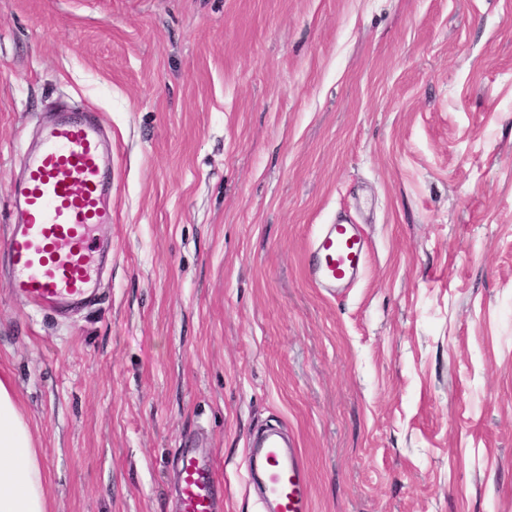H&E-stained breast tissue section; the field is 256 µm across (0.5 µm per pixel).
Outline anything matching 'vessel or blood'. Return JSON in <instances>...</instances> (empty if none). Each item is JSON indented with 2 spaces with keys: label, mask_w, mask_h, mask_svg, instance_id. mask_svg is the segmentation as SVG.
Segmentation results:
<instances>
[{
  "label": "vessel or blood",
  "mask_w": 512,
  "mask_h": 512,
  "mask_svg": "<svg viewBox=\"0 0 512 512\" xmlns=\"http://www.w3.org/2000/svg\"><path fill=\"white\" fill-rule=\"evenodd\" d=\"M111 188L103 139L95 120L71 112L41 132L27 156L25 176L13 197L5 247L13 292L32 306L53 309L94 297L97 248L93 227L112 221L104 204ZM369 245L356 224L321 225L308 245L307 279L319 288H344L364 265ZM180 512H216L215 471L195 449L179 456ZM250 470L264 488L262 512H308L310 481L298 450L280 435L255 441Z\"/></svg>",
  "instance_id": "1"
}]
</instances>
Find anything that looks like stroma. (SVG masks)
I'll return each instance as SVG.
<instances>
[{"mask_svg": "<svg viewBox=\"0 0 512 512\" xmlns=\"http://www.w3.org/2000/svg\"><path fill=\"white\" fill-rule=\"evenodd\" d=\"M112 143V265L64 316L0 253V377L51 512H178L179 449L259 512L280 427L310 512H512V0H0V236L42 119ZM370 241L309 283L320 225ZM368 251L356 224L336 218L322 224L309 243L305 275L319 288H345L359 274Z\"/></svg>", "mask_w": 512, "mask_h": 512, "instance_id": "35a3bbf8", "label": "stroma"}]
</instances>
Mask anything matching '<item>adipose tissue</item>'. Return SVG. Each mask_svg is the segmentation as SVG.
Instances as JSON below:
<instances>
[{"label": "adipose tissue", "instance_id": "1", "mask_svg": "<svg viewBox=\"0 0 512 512\" xmlns=\"http://www.w3.org/2000/svg\"><path fill=\"white\" fill-rule=\"evenodd\" d=\"M0 512H50V488L19 401L0 378Z\"/></svg>", "mask_w": 512, "mask_h": 512}]
</instances>
